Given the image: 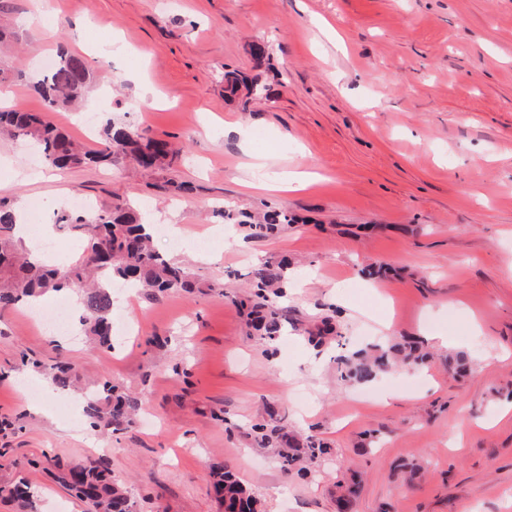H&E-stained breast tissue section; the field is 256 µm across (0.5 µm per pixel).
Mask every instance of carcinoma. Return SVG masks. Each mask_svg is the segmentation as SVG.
<instances>
[{
    "label": "carcinoma",
    "instance_id": "obj_1",
    "mask_svg": "<svg viewBox=\"0 0 512 512\" xmlns=\"http://www.w3.org/2000/svg\"><path fill=\"white\" fill-rule=\"evenodd\" d=\"M251 55L256 73L224 72V92L238 101L244 112L250 110L257 97L268 95L259 70L269 56V49L263 43H254ZM90 78L91 70L85 57L63 52L55 66L31 87L43 100L46 110L54 111L82 97ZM0 135L38 143L49 164L60 170L112 166L121 159L133 162L144 171H154L172 165L181 153L166 141L113 120L102 128L104 147L84 149L44 115L24 110H0ZM221 215L226 224L248 225L256 237H268L285 224L298 223L294 216L276 209L266 210L263 219L257 222L245 209H224ZM56 223L71 226L86 241L83 256L65 269L36 264L21 253L16 239L19 217L13 206L0 199V313L50 291L77 288L82 292V331L98 347L108 351L112 349L114 286L130 284L144 288L146 296L153 301L175 292L191 294L199 287L188 268L163 257L151 247L152 225L145 223L141 213L132 206L119 204L100 214L63 213L57 216ZM287 282L286 257L275 263H261L250 272L253 302L249 324L264 339L273 340L280 335L282 314L270 300V292L284 288ZM425 359V354L416 346L395 343L341 360L340 375L345 380L369 381L385 372L394 360L403 365H418ZM29 365L33 372L59 390L69 389L77 379L75 367L66 361L31 360ZM140 405L138 397L112 378L104 377L96 383L84 414L92 429L119 433L133 424ZM267 415L269 420L252 425L251 431L264 447H288L281 455L284 471H292L305 457L311 460L327 453L321 440L312 437L297 440L274 424V407L267 408ZM56 479L86 503L87 512H136L130 489L112 477L110 462L103 455L58 468ZM209 480L224 512H257L254 494L227 465H213ZM9 493L25 512H33L36 492L31 484L19 482Z\"/></svg>",
    "mask_w": 512,
    "mask_h": 512
}]
</instances>
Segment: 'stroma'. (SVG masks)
I'll list each match as a JSON object with an SVG mask.
<instances>
[{
	"instance_id": "obj_1",
	"label": "stroma",
	"mask_w": 512,
	"mask_h": 512,
	"mask_svg": "<svg viewBox=\"0 0 512 512\" xmlns=\"http://www.w3.org/2000/svg\"><path fill=\"white\" fill-rule=\"evenodd\" d=\"M13 36L0 68L38 75L59 48L92 70L79 110L48 113L98 149L107 119L182 147L172 167L129 163L52 170L28 143L0 140V198L41 205L52 264L84 239L55 215L78 198L94 212L147 205L183 243L161 254L222 295L154 302L114 289L112 350L57 336L20 307L0 313V417L19 418L0 456V512L24 480L39 512H85L52 462L98 454L125 480L137 512H223L206 478L228 463L258 512H512V0H9ZM271 46L269 94L244 112L224 96L225 70L251 71ZM274 178L318 172L305 189L248 187L246 167ZM189 183L188 198L166 190ZM302 216L268 238L224 223L225 208ZM288 258L275 341L238 304L249 273ZM380 266L378 288L367 267ZM340 289L343 305L330 295ZM331 322L322 345L312 334ZM161 336L162 348L148 349ZM447 344H440V337ZM418 342L430 359L374 380H341L342 358L381 340ZM483 361L448 371V355ZM74 361L82 383L109 376L142 401L121 433L90 430L76 392L32 398L22 355ZM278 409L288 435L330 447L286 474L250 426Z\"/></svg>"
}]
</instances>
